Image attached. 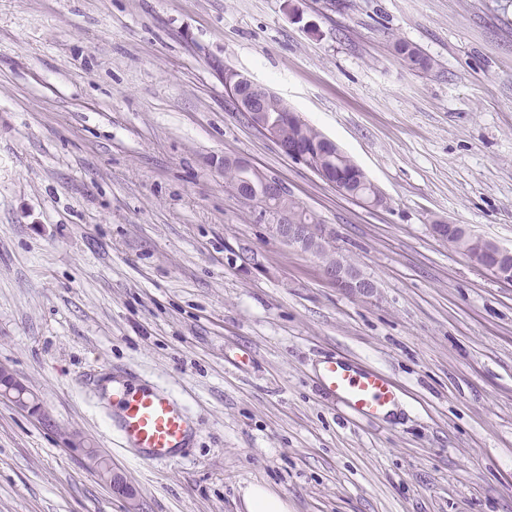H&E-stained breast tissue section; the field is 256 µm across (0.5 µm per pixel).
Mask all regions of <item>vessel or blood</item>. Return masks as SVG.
I'll return each mask as SVG.
<instances>
[{
    "mask_svg": "<svg viewBox=\"0 0 512 512\" xmlns=\"http://www.w3.org/2000/svg\"><path fill=\"white\" fill-rule=\"evenodd\" d=\"M319 382L363 418L386 416L397 399L395 385L382 373L336 357L323 362ZM112 410L124 445L143 460L174 461L190 445L193 423L187 410L160 388L130 383L113 389Z\"/></svg>",
    "mask_w": 512,
    "mask_h": 512,
    "instance_id": "vessel-or-blood-1",
    "label": "vessel or blood"
}]
</instances>
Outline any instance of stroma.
Segmentation results:
<instances>
[{"mask_svg": "<svg viewBox=\"0 0 512 512\" xmlns=\"http://www.w3.org/2000/svg\"><path fill=\"white\" fill-rule=\"evenodd\" d=\"M228 68L385 205L251 128ZM228 156L281 181L375 294L274 237ZM439 221L512 249V0H0V368L37 402L0 401V512H248L255 485L288 512H512V286ZM330 356L384 372L394 412L325 394ZM90 373L170 391L189 456L121 446ZM395 50L399 59L412 70L428 72L434 68L435 62L415 46L396 41ZM224 181L233 188H240L242 191L254 192L261 188L259 181L254 174L244 172L238 167H231L224 164Z\"/></svg>", "mask_w": 512, "mask_h": 512, "instance_id": "35a3bbf8", "label": "stroma"}]
</instances>
